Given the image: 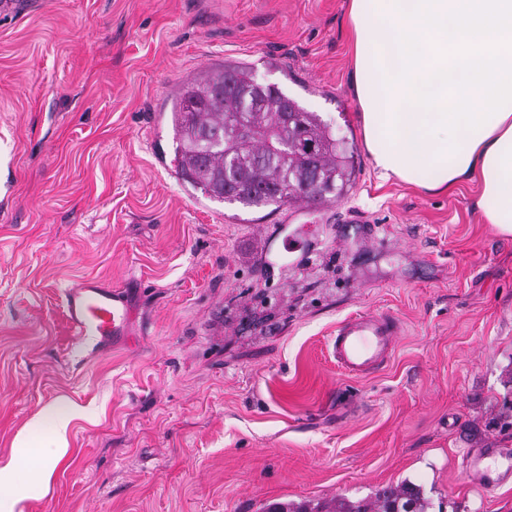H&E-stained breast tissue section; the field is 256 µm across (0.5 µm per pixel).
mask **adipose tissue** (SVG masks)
<instances>
[{"instance_id": "ef3b65f1", "label": "adipose tissue", "mask_w": 512, "mask_h": 512, "mask_svg": "<svg viewBox=\"0 0 512 512\" xmlns=\"http://www.w3.org/2000/svg\"><path fill=\"white\" fill-rule=\"evenodd\" d=\"M348 16L377 178L437 194L476 184L483 222L512 237V0H349ZM76 415L48 406L18 447L48 433L65 448Z\"/></svg>"}]
</instances>
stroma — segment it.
<instances>
[{"instance_id": "stroma-1", "label": "stroma", "mask_w": 512, "mask_h": 512, "mask_svg": "<svg viewBox=\"0 0 512 512\" xmlns=\"http://www.w3.org/2000/svg\"><path fill=\"white\" fill-rule=\"evenodd\" d=\"M347 0H35L0 13V468L47 404L87 411L14 512H260L422 486L429 512H512L463 453L512 444V238L475 184L377 179L351 88ZM252 67L350 146L333 203L257 212L175 172L165 102L198 69ZM124 288L129 334L71 336L66 289ZM403 331L375 373L330 336ZM401 322L388 313L363 312L345 318L331 337L336 365L351 377H366L392 356Z\"/></svg>"}]
</instances>
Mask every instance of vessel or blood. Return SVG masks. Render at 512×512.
I'll list each match as a JSON object with an SVG mask.
<instances>
[{
  "mask_svg": "<svg viewBox=\"0 0 512 512\" xmlns=\"http://www.w3.org/2000/svg\"><path fill=\"white\" fill-rule=\"evenodd\" d=\"M65 315L73 335L94 337L107 346L129 333L130 310L122 289L87 278L65 292ZM401 323L388 313L364 312L341 321L331 338L336 364L346 375L365 377L392 356ZM483 452L470 450L463 464L488 490L496 489L511 474L492 473Z\"/></svg>",
  "mask_w": 512,
  "mask_h": 512,
  "instance_id": "vessel-or-blood-1",
  "label": "vessel or blood"
}]
</instances>
